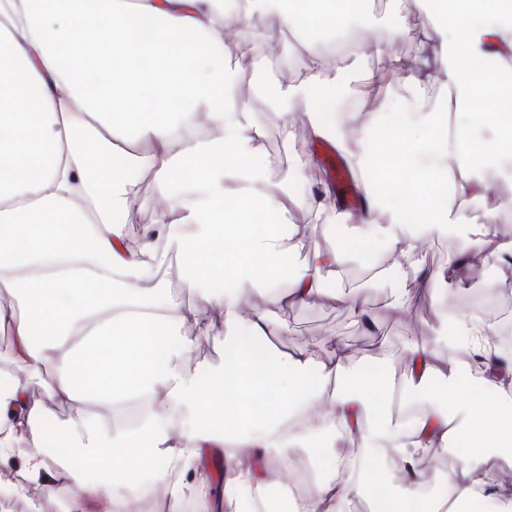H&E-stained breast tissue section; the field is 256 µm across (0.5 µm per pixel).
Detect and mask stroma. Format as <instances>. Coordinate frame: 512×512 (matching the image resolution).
Returning a JSON list of instances; mask_svg holds the SVG:
<instances>
[{"instance_id":"stroma-1","label":"stroma","mask_w":512,"mask_h":512,"mask_svg":"<svg viewBox=\"0 0 512 512\" xmlns=\"http://www.w3.org/2000/svg\"><path fill=\"white\" fill-rule=\"evenodd\" d=\"M226 46L239 52L238 61L247 79L240 84L238 93L251 103L263 124V149L273 160L269 182L287 204L290 223L300 228L308 224V205L313 197V188L318 184L328 187L330 202L346 208L345 198L321 163L324 156L322 140L309 131L303 109L283 113L261 88L267 81L285 88L300 83L306 77L309 62L296 32L285 31L276 23L250 27L230 34ZM343 51L355 64L349 79L350 94L361 99L364 112L371 117L385 112L391 98L406 92L404 82L389 74L387 59H406L409 72L419 74L428 82H436L441 77L439 45L434 32L417 23L407 10L394 13L385 6H373L370 18L354 21L352 39L344 45ZM287 125L294 131L289 138L283 135V128ZM302 154L318 158V167L297 172L294 163ZM486 181L487 192L479 200L467 204L468 215L472 223L478 224L485 211L496 210L500 219L497 226L500 241H512V183L492 172L488 173ZM333 246L342 248L347 254L345 276L340 281L327 278L326 287L338 286L350 291L371 286L408 287V280L385 277L366 260L365 251L369 249L366 244L341 237L331 240L309 235L305 238V249L309 252ZM462 254L467 257L465 264L449 267V259ZM421 261L429 271H446L443 303H436L428 295L418 293L405 311L373 308L372 325L367 328L354 321L347 307L319 297L286 312L288 333L275 338L274 346L284 353L302 349L315 359L322 356L328 344L343 346L352 362L364 361L376 367L373 382L387 383L388 388L377 393L375 410L378 415L397 420L404 409L397 398L396 387L409 374L410 363L402 358L391 359L392 347L406 339L429 338L433 326L438 323L441 309L466 315L472 313L478 295L499 298L505 291L512 290V268L482 263L476 250L471 248L470 238L463 228L428 240ZM161 276L173 300L195 305L202 321H216V311L199 303L189 288L178 257L170 258Z\"/></svg>"}]
</instances>
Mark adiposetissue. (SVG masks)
<instances>
[{
    "instance_id": "obj_1",
    "label": "adipose tissue",
    "mask_w": 512,
    "mask_h": 512,
    "mask_svg": "<svg viewBox=\"0 0 512 512\" xmlns=\"http://www.w3.org/2000/svg\"><path fill=\"white\" fill-rule=\"evenodd\" d=\"M362 0H0V290L15 309L0 310V327L16 341L0 348V363L22 365L0 391V459L20 456L30 478L47 474L66 486V512H126L152 497L154 512H214L205 453L225 460V493L245 489L250 512H271L268 488L279 483L291 512H349L364 468L344 470L346 445L370 459L394 449L404 463L388 494V512H466L483 499L489 512H512V484L491 465L512 466V367L486 358L482 394L469 393L446 348L480 343L492 324L457 316L451 333L404 342L413 368L411 391L445 383L420 416L365 424L375 394L339 349L321 359L304 351L243 353L241 341L286 335L288 323L264 310L245 313L253 291L282 311L323 294L326 275L342 277L338 248L305 252V233L378 241L398 253L397 277L408 288L373 294L333 290L355 320L371 304L405 310L413 291L440 294L444 274L425 272L426 237L469 227L491 265L512 266V243L496 242V214L471 224L463 209L435 206L433 194L466 202L487 190L485 175L512 180V83L497 66L512 64V0H416L439 38V86L406 76L408 95L393 99L392 120L366 121L356 136L323 122L316 101L342 92L326 78L331 46ZM299 29L308 75L273 89L281 105L305 109L313 135L333 139L351 166L387 185H402L403 201L361 187L360 220L314 202L307 231L289 225L288 209L266 182L263 127L234 94L242 70L225 58L223 31L271 20ZM207 116L214 134L194 146L180 141ZM150 149L131 147V139ZM148 175L172 199L177 223L158 220L136 238L115 220L137 201L127 170ZM189 270L199 299L218 310L204 323L194 306L164 301L159 276L169 254ZM218 334L226 354L187 371L183 363L200 337ZM48 373L51 390L72 415L65 436L73 453L51 460L43 445L52 429L42 406L27 397L28 378ZM88 381L78 389L76 377ZM135 421H121L130 405ZM103 407L111 419L96 418ZM468 438L463 463L438 496L422 495L415 456L444 450L456 434ZM122 447L120 455L111 450ZM291 448H311L319 460L310 491L296 497L277 465Z\"/></svg>"
}]
</instances>
